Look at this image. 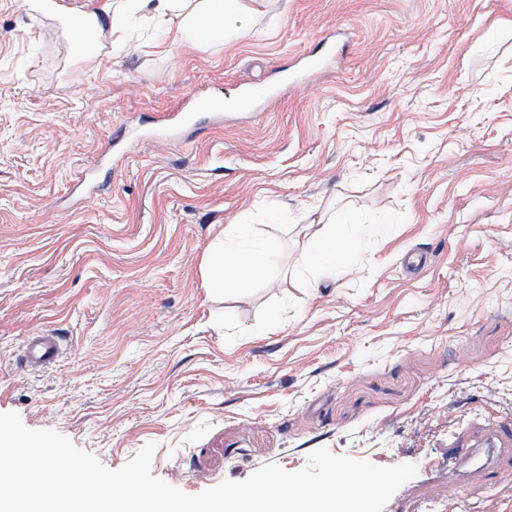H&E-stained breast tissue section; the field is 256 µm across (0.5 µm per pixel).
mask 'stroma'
I'll use <instances>...</instances> for the list:
<instances>
[{
    "mask_svg": "<svg viewBox=\"0 0 512 512\" xmlns=\"http://www.w3.org/2000/svg\"><path fill=\"white\" fill-rule=\"evenodd\" d=\"M243 3L224 43L149 16L134 52L80 60L62 21L0 0V413L112 470L155 443L153 476L191 495L325 448L416 465L383 512H512V480L448 472L512 418V0ZM257 83L277 101L150 138L195 88ZM125 120L147 138L115 168ZM335 211L369 242L345 273L207 288L225 225L293 261ZM36 329L65 345L41 370ZM23 350L28 366L42 369L55 364L62 357L64 345L59 336L37 331L25 338Z\"/></svg>",
    "mask_w": 512,
    "mask_h": 512,
    "instance_id": "obj_1",
    "label": "stroma"
}]
</instances>
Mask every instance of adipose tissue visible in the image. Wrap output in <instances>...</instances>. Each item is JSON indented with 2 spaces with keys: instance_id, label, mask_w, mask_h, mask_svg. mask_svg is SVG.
Returning a JSON list of instances; mask_svg holds the SVG:
<instances>
[{
  "instance_id": "adipose-tissue-1",
  "label": "adipose tissue",
  "mask_w": 512,
  "mask_h": 512,
  "mask_svg": "<svg viewBox=\"0 0 512 512\" xmlns=\"http://www.w3.org/2000/svg\"><path fill=\"white\" fill-rule=\"evenodd\" d=\"M150 0H102L99 9L86 10L66 4L65 0H47L46 6L61 15L71 33L74 52L86 58L101 35L121 38L129 25L148 6ZM168 16L164 38L174 44L199 39L224 40L246 21L241 0H158ZM306 246L299 266L310 276H333L344 272L353 254L364 250L367 242L357 220L342 212L327 224L305 225ZM275 238L256 236L251 225L229 224L222 237L210 245L204 268L209 288L217 293L248 288L254 275L275 262Z\"/></svg>"
}]
</instances>
